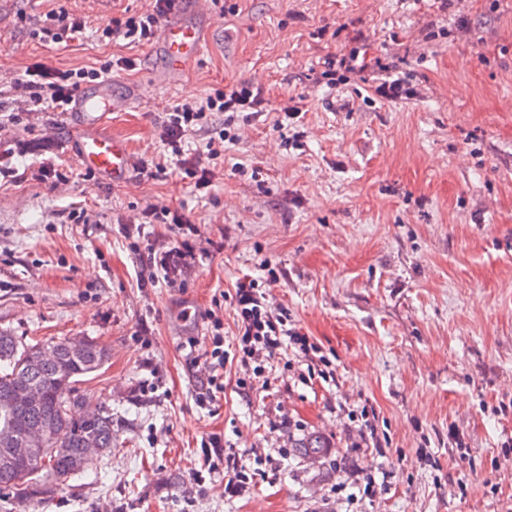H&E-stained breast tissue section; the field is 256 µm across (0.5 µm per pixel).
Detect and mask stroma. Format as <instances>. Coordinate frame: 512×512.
Instances as JSON below:
<instances>
[{
    "label": "stroma",
    "mask_w": 512,
    "mask_h": 512,
    "mask_svg": "<svg viewBox=\"0 0 512 512\" xmlns=\"http://www.w3.org/2000/svg\"><path fill=\"white\" fill-rule=\"evenodd\" d=\"M149 0H0V84L39 61L62 70L121 57L117 85L139 100L112 115L135 156H159L157 125L170 105L230 81L263 85L269 108L301 116L239 128L224 146V174L200 196L174 168L155 178L102 184L69 152L58 115L0 121V169L52 161L69 180L0 179V332L33 344L94 340L108 353L77 382L112 415V450L93 470L31 506L7 495L0 512H512V0H224L195 70L156 82L149 45L100 38L112 13ZM65 6L87 19L81 41L42 44L35 23ZM363 36L370 55L396 62L417 91L388 102L350 77L330 79L326 54ZM259 169V179L249 172ZM150 204L191 212L203 260L181 287L141 278L135 238L120 219ZM84 210L87 221L70 215ZM336 364L338 382L301 381L287 356L267 387L239 395L237 374L209 407L195 401L188 340L207 328L181 320L221 306L245 275ZM373 408L390 448L352 447L347 416ZM456 430L467 453L448 452ZM218 434L252 458L280 454L254 490L224 497L221 477L196 484L202 439ZM429 437L435 459L418 458ZM319 438L326 453L299 445ZM387 477L375 502L353 500L354 477Z\"/></svg>",
    "instance_id": "obj_1"
}]
</instances>
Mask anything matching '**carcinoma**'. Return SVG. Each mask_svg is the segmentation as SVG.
I'll return each instance as SVG.
<instances>
[{
  "instance_id": "carcinoma-1",
  "label": "carcinoma",
  "mask_w": 512,
  "mask_h": 512,
  "mask_svg": "<svg viewBox=\"0 0 512 512\" xmlns=\"http://www.w3.org/2000/svg\"><path fill=\"white\" fill-rule=\"evenodd\" d=\"M41 346L25 345L7 332H0V388L37 386L44 397L32 407L0 404V434L18 439L31 428L51 434L47 449L35 460L15 467L0 466V494L34 500L48 486L67 482L93 470V462L79 465L84 439H93L102 452L112 450V413L102 410L93 418L70 414L72 402L79 399L75 383L97 371L107 354L95 341L82 358L64 355L54 360H35Z\"/></svg>"
}]
</instances>
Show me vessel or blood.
<instances>
[{"label": "vessel or blood", "instance_id": "vessel-or-blood-1", "mask_svg": "<svg viewBox=\"0 0 512 512\" xmlns=\"http://www.w3.org/2000/svg\"><path fill=\"white\" fill-rule=\"evenodd\" d=\"M207 3L208 0H177L153 48L161 60V69L155 75L157 82H179L194 69L212 29ZM134 97V90L117 89L115 82L106 79L80 90L67 110L74 133L75 160L107 185L125 183L134 159L130 145L113 135L106 117L130 108Z\"/></svg>", "mask_w": 512, "mask_h": 512}]
</instances>
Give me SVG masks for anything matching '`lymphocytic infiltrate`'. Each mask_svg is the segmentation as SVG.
Wrapping results in <instances>:
<instances>
[{
	"mask_svg": "<svg viewBox=\"0 0 512 512\" xmlns=\"http://www.w3.org/2000/svg\"><path fill=\"white\" fill-rule=\"evenodd\" d=\"M174 0H150L144 11L125 17H112L106 22L102 34L106 38L123 39L133 45H143L154 40L163 23L168 19ZM87 22L83 16L59 8L46 12L36 22L34 35L41 42L59 44L80 39ZM328 66L344 69L368 84L378 97L394 101L409 99L414 95L405 76L395 65L381 58L356 52L328 56ZM127 58L116 63H104L101 69H53L42 63L26 66L23 73L13 78L11 88L18 91L20 102L27 112H61L79 91L84 80L99 79L112 67H132ZM267 106L264 89L258 84L230 83L206 96L182 100L170 107L159 125L163 155L159 158H141L135 165L136 174L156 177L164 172L167 163H174L182 178L192 181L196 191L208 192L216 175L217 167L224 163V145L233 141L229 126L234 122L245 124L259 120ZM225 113L226 125L209 132L205 155H187L183 143L190 133L203 127L210 114ZM142 267L150 280H164L168 286H176L184 268L194 265L197 259L189 239L174 241L168 249L156 248L146 243L140 253ZM231 306L237 333L232 343L224 341V319L218 311H208L210 323L209 344L203 351L189 350L187 362L190 368L203 371L204 376L195 389L199 406L213 404L224 392V367L234 364L238 372V388L250 394L256 387L257 378L263 377L269 360L278 355H289L305 365L308 375L336 383V369L309 336L292 324L288 310L273 306L265 289L251 280L237 282L231 296ZM201 471L195 472L194 481H202L204 474H223L224 496L235 499L254 487L264 467H276L272 455L245 458L225 448L220 437L213 436L202 445Z\"/></svg>",
	"mask_w": 512,
	"mask_h": 512,
	"instance_id": "1",
	"label": "lymphocytic infiltrate"
}]
</instances>
